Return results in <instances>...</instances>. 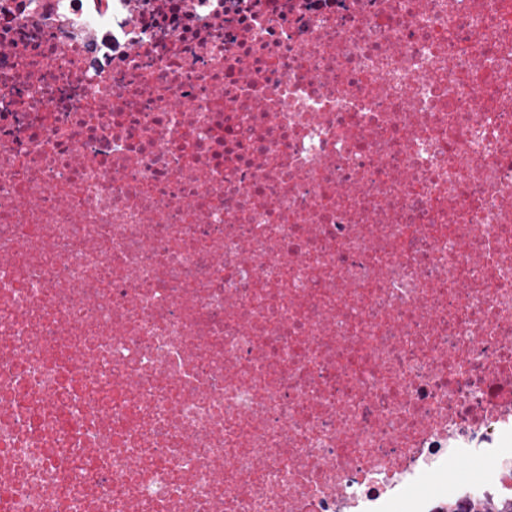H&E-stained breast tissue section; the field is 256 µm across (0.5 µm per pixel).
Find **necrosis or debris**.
Instances as JSON below:
<instances>
[{
    "label": "necrosis or debris",
    "instance_id": "necrosis-or-debris-1",
    "mask_svg": "<svg viewBox=\"0 0 512 512\" xmlns=\"http://www.w3.org/2000/svg\"><path fill=\"white\" fill-rule=\"evenodd\" d=\"M512 499V0H0V512ZM482 466L483 463L480 460H464L456 468L449 470L447 497H441L438 489L432 485L429 479L427 482L423 479L418 483L413 489V493L418 495H429L433 499L434 506L442 501L448 502L446 510L440 509L434 512H512V500L507 502L493 497H487L476 502L467 500L460 502L458 499L448 500V494L450 491L453 488H456L460 482L477 474ZM478 505H481L483 510H477L476 507Z\"/></svg>",
    "mask_w": 512,
    "mask_h": 512
}]
</instances>
